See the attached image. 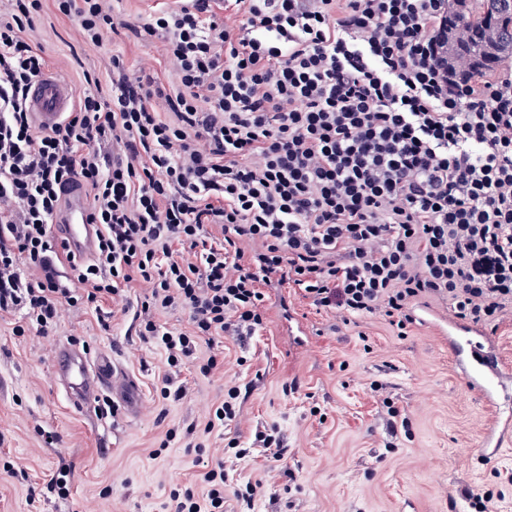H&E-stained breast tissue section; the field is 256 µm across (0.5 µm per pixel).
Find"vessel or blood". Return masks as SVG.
Returning <instances> with one entry per match:
<instances>
[{
  "mask_svg": "<svg viewBox=\"0 0 512 512\" xmlns=\"http://www.w3.org/2000/svg\"><path fill=\"white\" fill-rule=\"evenodd\" d=\"M76 92L53 70H46L33 84L28 107L33 124L40 129L59 123L70 109ZM67 250L79 258L91 257L99 232L88 220L80 190L64 197L54 225ZM448 352L464 374L469 387L495 415L486 433L485 445L501 449L512 443V392L505 380L512 376V364L494 349L495 341L487 332L457 319L448 321ZM54 384L61 389L70 406L83 410L103 394H110L121 416L138 412L139 385L122 371L111 353L98 355L77 349L71 342L57 344L51 366Z\"/></svg>",
  "mask_w": 512,
  "mask_h": 512,
  "instance_id": "1",
  "label": "vessel or blood"
}]
</instances>
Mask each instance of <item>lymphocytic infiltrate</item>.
Instances as JSON below:
<instances>
[{
    "label": "lymphocytic infiltrate",
    "mask_w": 512,
    "mask_h": 512,
    "mask_svg": "<svg viewBox=\"0 0 512 512\" xmlns=\"http://www.w3.org/2000/svg\"><path fill=\"white\" fill-rule=\"evenodd\" d=\"M54 2L86 43L161 38L177 84L128 78L116 56L111 90L85 74L73 112L36 129L45 60L26 34L42 0H0L1 313L45 332L62 305L144 283L137 334L177 369L199 342L263 325L275 281L401 333L425 297L485 325L512 303V68L449 58L468 37L451 0H179L137 23L111 0ZM107 141L122 155L102 156ZM77 186L101 227L85 261L51 232ZM168 308L189 330L155 319ZM227 481L205 465L164 512H224ZM156 318L163 326L173 332L186 331L189 328L188 314L179 308L161 310L157 312Z\"/></svg>",
    "instance_id": "1"
}]
</instances>
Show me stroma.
<instances>
[{
    "mask_svg": "<svg viewBox=\"0 0 512 512\" xmlns=\"http://www.w3.org/2000/svg\"><path fill=\"white\" fill-rule=\"evenodd\" d=\"M28 39L79 91L87 71L110 88L116 56L128 75L148 63L165 83L176 81L160 38L108 34L100 45L85 43L53 0H43ZM266 292L261 328L200 343L196 365L177 373L160 347L135 334L146 293L138 284L97 308L62 307L46 334L14 335L23 312L0 315V512H160L173 490L197 483L195 444H205L208 459L223 456L221 431L204 427L233 384L247 389L236 425L241 447L277 427L294 472L285 477L260 448L230 463V478L263 485L254 512H512V446L495 454L483 446L493 411L468 389L439 333L449 302L422 300L401 336L379 315L325 312L285 286ZM62 340L112 353L139 383L135 418L116 423L100 405L69 406L51 377ZM213 355L218 365L202 375L199 364ZM168 375L179 399L155 391ZM294 380L298 391L287 393ZM386 397L408 432L393 433ZM172 428L177 436L166 440ZM7 462L25 476L5 472ZM63 464L69 494L48 492L44 475ZM484 491L493 498L483 508L475 496Z\"/></svg>",
    "mask_w": 512,
    "mask_h": 512,
    "instance_id": "1",
    "label": "stroma"
}]
</instances>
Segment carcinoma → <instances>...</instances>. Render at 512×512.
<instances>
[{
    "label": "carcinoma",
    "instance_id": "obj_1",
    "mask_svg": "<svg viewBox=\"0 0 512 512\" xmlns=\"http://www.w3.org/2000/svg\"><path fill=\"white\" fill-rule=\"evenodd\" d=\"M453 22L468 27L467 40L454 54L477 70L491 73L512 62V0H456Z\"/></svg>",
    "mask_w": 512,
    "mask_h": 512
}]
</instances>
